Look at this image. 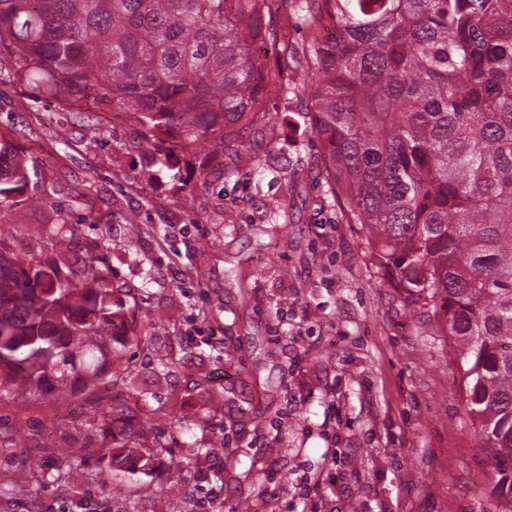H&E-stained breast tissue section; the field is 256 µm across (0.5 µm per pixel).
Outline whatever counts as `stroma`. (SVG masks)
<instances>
[{"mask_svg":"<svg viewBox=\"0 0 512 512\" xmlns=\"http://www.w3.org/2000/svg\"><path fill=\"white\" fill-rule=\"evenodd\" d=\"M265 107L236 152L200 146L169 171L135 121L99 113L92 141L53 99L0 82V138L29 160L0 241L63 268L111 244L113 296L145 331L98 415L78 397L0 404V512H497L432 306L390 288L343 218L307 97L277 90ZM57 217L67 232L35 237ZM125 412L152 420L136 441L168 448L176 495L95 454L96 416ZM58 446L90 451L69 498L49 478ZM33 463L47 480L10 494Z\"/></svg>","mask_w":512,"mask_h":512,"instance_id":"stroma-1","label":"stroma"}]
</instances>
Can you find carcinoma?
I'll return each instance as SVG.
<instances>
[{
	"label": "carcinoma",
	"instance_id": "1",
	"mask_svg": "<svg viewBox=\"0 0 512 512\" xmlns=\"http://www.w3.org/2000/svg\"><path fill=\"white\" fill-rule=\"evenodd\" d=\"M270 2L0 0V41L15 49L0 76L45 87L64 112L91 88L95 108L147 130L166 168L201 141L217 155L239 143L269 78L307 95L347 223L364 226L390 287L430 303L453 337L498 512H512V0H278L306 39L283 45L275 76L256 55L281 40ZM27 187L28 161L1 140L0 196ZM111 275L100 256L65 275L0 242L1 401H112L105 376L136 318L112 300ZM134 426L103 421L99 458L114 469L137 458L171 489L163 446L128 447ZM84 452L57 451L61 492Z\"/></svg>",
	"mask_w": 512,
	"mask_h": 512
}]
</instances>
